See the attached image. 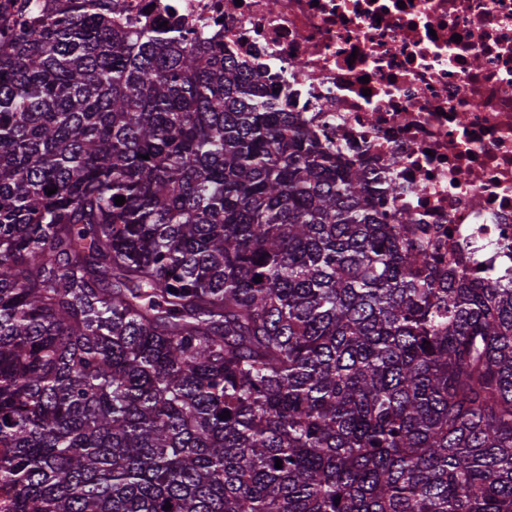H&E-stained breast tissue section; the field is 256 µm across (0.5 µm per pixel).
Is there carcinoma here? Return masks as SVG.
Segmentation results:
<instances>
[{
	"mask_svg": "<svg viewBox=\"0 0 512 512\" xmlns=\"http://www.w3.org/2000/svg\"><path fill=\"white\" fill-rule=\"evenodd\" d=\"M122 9L3 5L8 512H512V281Z\"/></svg>",
	"mask_w": 512,
	"mask_h": 512,
	"instance_id": "carcinoma-1",
	"label": "carcinoma"
}]
</instances>
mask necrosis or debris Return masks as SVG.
<instances>
[{"label": "necrosis or debris", "mask_w": 512, "mask_h": 512, "mask_svg": "<svg viewBox=\"0 0 512 512\" xmlns=\"http://www.w3.org/2000/svg\"><path fill=\"white\" fill-rule=\"evenodd\" d=\"M122 22L222 42L285 111L398 186L441 249L512 278V0H123Z\"/></svg>", "instance_id": "necrosis-or-debris-1"}]
</instances>
